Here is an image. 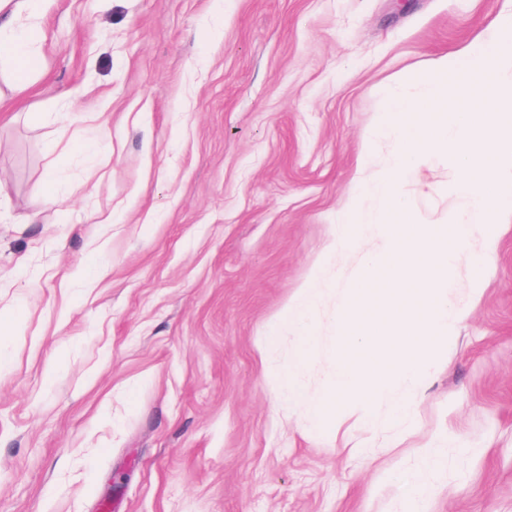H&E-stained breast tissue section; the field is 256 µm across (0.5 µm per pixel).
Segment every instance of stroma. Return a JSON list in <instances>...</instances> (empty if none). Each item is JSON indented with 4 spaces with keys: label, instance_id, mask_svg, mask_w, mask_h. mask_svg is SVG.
Listing matches in <instances>:
<instances>
[{
    "label": "stroma",
    "instance_id": "stroma-1",
    "mask_svg": "<svg viewBox=\"0 0 512 512\" xmlns=\"http://www.w3.org/2000/svg\"><path fill=\"white\" fill-rule=\"evenodd\" d=\"M505 0H51L37 84L0 112V512H512V217L451 274L482 295L426 380L326 431L279 395L283 315L319 277L309 395L334 373L336 315L370 229L336 211L389 87L475 39ZM65 112L100 126L62 131ZM110 140L86 157L82 142ZM55 142L46 153L47 142ZM56 172L64 204L41 189ZM444 157L403 192L457 207ZM94 278H85L88 268ZM277 334L273 354L266 336Z\"/></svg>",
    "mask_w": 512,
    "mask_h": 512
}]
</instances>
